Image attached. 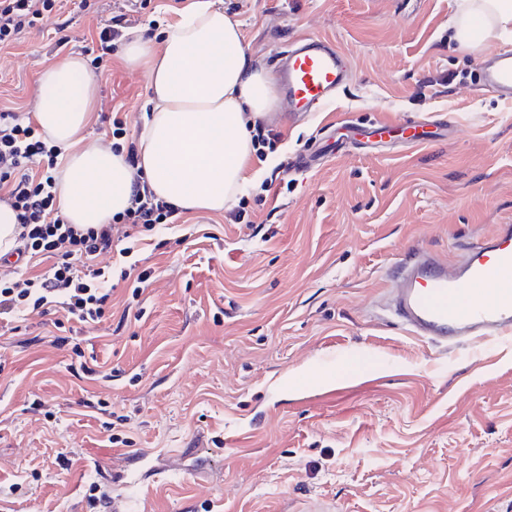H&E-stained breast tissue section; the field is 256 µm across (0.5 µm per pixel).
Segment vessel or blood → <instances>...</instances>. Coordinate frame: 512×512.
Masks as SVG:
<instances>
[{"label":"vessel or blood","instance_id":"vessel-or-blood-1","mask_svg":"<svg viewBox=\"0 0 512 512\" xmlns=\"http://www.w3.org/2000/svg\"><path fill=\"white\" fill-rule=\"evenodd\" d=\"M279 77L289 111L313 112L336 96L348 72L327 40L308 36L288 51ZM480 80L484 90L512 98V51L486 60ZM397 269L389 310L414 336L443 345L512 337V224L468 246L456 269L426 252L403 255ZM483 293L488 301H480Z\"/></svg>","mask_w":512,"mask_h":512}]
</instances>
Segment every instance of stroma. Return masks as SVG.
I'll return each instance as SVG.
<instances>
[{"mask_svg": "<svg viewBox=\"0 0 512 512\" xmlns=\"http://www.w3.org/2000/svg\"><path fill=\"white\" fill-rule=\"evenodd\" d=\"M191 2L87 0L64 29L45 16L0 50V112L31 116L42 69L100 55L111 17L158 48ZM222 4L257 64L317 35L350 80L265 122L270 186L98 256L100 322L0 323V512H512V342L444 348L384 311L408 249L452 263L512 224V99L478 85L512 34L457 47V0ZM112 48L84 134L125 146L148 87ZM346 119L438 128L423 148L396 132L295 169Z\"/></svg>", "mask_w": 512, "mask_h": 512, "instance_id": "obj_1", "label": "stroma"}]
</instances>
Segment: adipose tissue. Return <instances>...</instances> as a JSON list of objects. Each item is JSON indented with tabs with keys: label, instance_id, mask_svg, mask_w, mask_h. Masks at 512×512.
Segmentation results:
<instances>
[{
	"label": "adipose tissue",
	"instance_id": "ef3b65f1",
	"mask_svg": "<svg viewBox=\"0 0 512 512\" xmlns=\"http://www.w3.org/2000/svg\"><path fill=\"white\" fill-rule=\"evenodd\" d=\"M448 26L451 40L474 46L512 30V0H460ZM121 57L143 72L149 90L134 168L125 153L84 134L96 94L85 58L52 62L38 80L34 118L59 151L57 202L68 223H111L129 207L139 175L158 199L213 213L264 178L248 164L255 125L274 112L278 84L254 64L239 21L217 0H194L168 27L161 49L127 32Z\"/></svg>",
	"mask_w": 512,
	"mask_h": 512
}]
</instances>
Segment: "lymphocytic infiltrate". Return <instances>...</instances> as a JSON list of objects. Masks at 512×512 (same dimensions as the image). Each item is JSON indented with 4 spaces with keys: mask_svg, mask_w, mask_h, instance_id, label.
Segmentation results:
<instances>
[{
    "mask_svg": "<svg viewBox=\"0 0 512 512\" xmlns=\"http://www.w3.org/2000/svg\"><path fill=\"white\" fill-rule=\"evenodd\" d=\"M64 0H0V48L18 42L44 14L63 12ZM55 160L38 125L15 113H0V197L20 221L14 251L25 260L49 256L53 265L45 272L0 281V320L14 319L24 311L48 313L57 306L80 324L98 322L112 302L104 268L96 257L111 251L114 240L132 239L137 233L172 224L179 210L159 200L147 183L135 181L131 203L113 223H68L59 213L51 174L30 172L33 158Z\"/></svg>",
    "mask_w": 512,
    "mask_h": 512,
    "instance_id": "f902f5d3",
    "label": "lymphocytic infiltrate"
}]
</instances>
